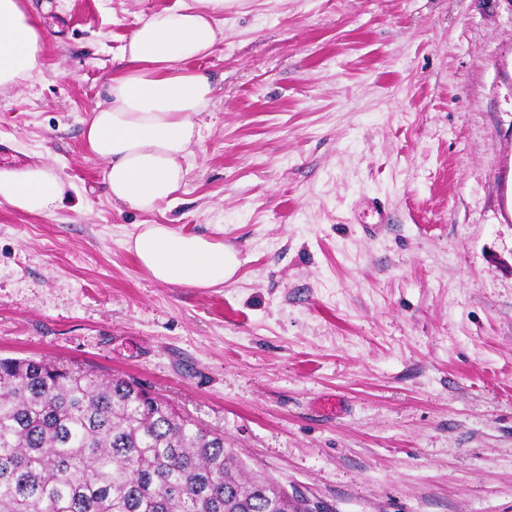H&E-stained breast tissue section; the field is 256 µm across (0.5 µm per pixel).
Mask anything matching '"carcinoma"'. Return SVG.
I'll list each match as a JSON object with an SVG mask.
<instances>
[{
    "label": "carcinoma",
    "mask_w": 512,
    "mask_h": 512,
    "mask_svg": "<svg viewBox=\"0 0 512 512\" xmlns=\"http://www.w3.org/2000/svg\"><path fill=\"white\" fill-rule=\"evenodd\" d=\"M0 512H309L121 376L0 359Z\"/></svg>",
    "instance_id": "obj_1"
}]
</instances>
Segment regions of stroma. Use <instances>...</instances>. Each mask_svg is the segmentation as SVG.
I'll list each match as a JSON object with an SVG mask.
<instances>
[{
	"mask_svg": "<svg viewBox=\"0 0 512 512\" xmlns=\"http://www.w3.org/2000/svg\"><path fill=\"white\" fill-rule=\"evenodd\" d=\"M185 0L33 11L0 90V358L139 381L248 469L331 512H512V0H224L217 86L173 200L113 201L84 124L142 19ZM168 224L241 264L154 280L121 242ZM64 182L48 165L0 170V205L30 215H49L64 201Z\"/></svg>",
	"mask_w": 512,
	"mask_h": 512,
	"instance_id": "stroma-1",
	"label": "stroma"
}]
</instances>
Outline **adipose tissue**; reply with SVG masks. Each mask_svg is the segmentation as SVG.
<instances>
[{"instance_id": "1", "label": "adipose tissue", "mask_w": 512, "mask_h": 512, "mask_svg": "<svg viewBox=\"0 0 512 512\" xmlns=\"http://www.w3.org/2000/svg\"><path fill=\"white\" fill-rule=\"evenodd\" d=\"M29 0H0V88L39 66L47 32L30 18ZM224 0L152 15L130 33L122 68L108 80L107 98L85 126L95 158L107 164L112 199L153 212L182 185L185 162L199 138L197 115L212 100L216 81L186 61L209 55L218 42L216 16ZM64 182L48 165L0 170V205L48 215L63 203ZM159 282L189 288L223 285L237 271L238 254L223 243L186 235L167 224H142L122 242Z\"/></svg>"}]
</instances>
